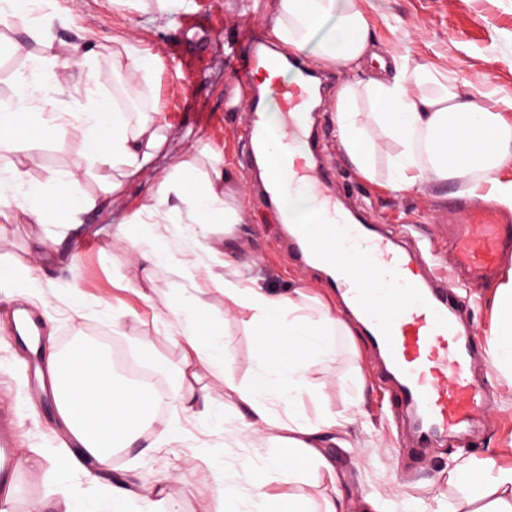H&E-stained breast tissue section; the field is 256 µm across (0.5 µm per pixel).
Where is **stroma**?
I'll list each match as a JSON object with an SVG mask.
<instances>
[{"instance_id":"35a3bbf8","label":"stroma","mask_w":512,"mask_h":512,"mask_svg":"<svg viewBox=\"0 0 512 512\" xmlns=\"http://www.w3.org/2000/svg\"><path fill=\"white\" fill-rule=\"evenodd\" d=\"M195 8L202 9L209 23L184 32L180 18ZM366 9L378 57L402 43L416 62L462 81L488 76L494 100L512 98V0H368ZM42 12L50 17L57 41L82 40L98 47L99 56L89 63L100 74L92 93L112 94V50L120 42H135L153 55L141 91L158 104L156 121L166 141L154 166L115 192L105 191L98 172L82 173L80 187L90 206L80 223L30 224L17 212L0 216V265L29 268L33 278L31 288L20 295L8 283L0 284V405L11 410L14 455L21 459L39 454L50 460L63 446L53 399L28 389L26 352L8 343L14 334L13 314L20 307L39 317L45 356L60 353L62 339L74 341L90 331L111 334L134 362L141 359V343H150L167 365L161 377L174 395L180 390L183 345L169 306L180 298L200 300L204 312L223 327L226 364L223 379L204 370L199 384L210 390L224 420L216 422L199 410L188 412L187 437L168 446L164 439L175 410L154 411L136 446L98 468L92 483L80 471L62 472L50 463L37 475L16 467L12 512H29L35 501L47 503L46 512H60L68 499L88 501L102 510L118 482L131 492L128 512H142L143 495L156 485L174 512H251L247 491L224 503L214 498L206 458L213 453L223 460L224 480L235 485L248 460L271 451L265 436H243L245 409L237 399L224 396L225 382L249 387L265 360L250 314L233 310L215 282L223 278L224 261L231 258L242 275L271 291L300 290L329 306L341 302L323 288L324 273L289 256L280 214L271 212L246 178L240 144L244 114L226 109L239 97L246 76L226 65L224 55L251 36H266L276 19L271 0H45ZM29 24V19L15 18L0 25V98L11 96L17 75L27 72L28 55L43 51L29 39ZM19 42L24 45L20 52L15 49ZM319 131L326 144L324 162L335 166L339 183L353 191L347 199L350 206L368 204L374 223L400 221L414 225L416 235L444 240L449 225L458 220L448 209V199L467 195L464 181L391 190L386 181L399 147L378 128L369 130L378 147L370 180L356 171L339 146L331 105L320 113ZM203 149L223 159L241 223L214 224L199 237L193 225L172 212L163 223L141 230L136 246H129L121 237L125 222L157 195L164 177L181 160ZM81 150L79 140L62 133L36 143L41 164L29 168L26 181L53 188ZM86 238L94 240L93 251L80 249ZM162 248L181 260V268L154 267L137 258L138 253ZM494 293L491 285L460 291L463 318L484 348L489 345ZM489 378L488 429L480 450L500 451L502 464L512 465V370L490 367ZM393 391L382 376L379 355L353 320L348 333L336 339L334 360L311 363L308 390L296 409L312 422L327 410L352 415L351 424L325 439L345 512H401L406 499L429 512H451L460 492L449 485L448 468L470 453L444 444L409 464L398 461L394 450L399 439L410 437L411 429L404 414L390 406Z\"/></svg>"}]
</instances>
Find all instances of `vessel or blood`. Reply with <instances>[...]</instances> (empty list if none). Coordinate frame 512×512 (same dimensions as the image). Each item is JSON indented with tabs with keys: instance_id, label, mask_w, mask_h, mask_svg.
<instances>
[{
	"instance_id": "obj_1",
	"label": "vessel or blood",
	"mask_w": 512,
	"mask_h": 512,
	"mask_svg": "<svg viewBox=\"0 0 512 512\" xmlns=\"http://www.w3.org/2000/svg\"><path fill=\"white\" fill-rule=\"evenodd\" d=\"M265 60L264 45L257 38L234 58L248 74ZM274 90L285 117L280 142L282 152L292 156V184L309 187L319 196L325 218L309 231L291 234L289 252L300 261L333 269L326 289L359 313L366 340L387 358L397 406L419 421L413 447L444 439L473 445L488 389L474 374V343L459 317L461 303L453 284L425 260L430 247L413 236L411 227L397 237L339 205L330 190L334 172L311 159L309 106L315 86L309 72L290 81L276 80ZM242 100L248 110L244 142L253 150L271 132L255 87H245ZM451 207L462 215L449 230L457 270L468 283L492 284L502 255L512 251V218L491 205L471 206L462 197L453 199Z\"/></svg>"
}]
</instances>
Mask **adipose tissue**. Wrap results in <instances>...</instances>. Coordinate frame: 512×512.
Returning <instances> with one entry per match:
<instances>
[{"instance_id": "adipose-tissue-1", "label": "adipose tissue", "mask_w": 512, "mask_h": 512, "mask_svg": "<svg viewBox=\"0 0 512 512\" xmlns=\"http://www.w3.org/2000/svg\"><path fill=\"white\" fill-rule=\"evenodd\" d=\"M272 8L276 23L271 37L283 47L313 46L323 64L351 70L361 69L372 54L362 0H272ZM28 35L42 45L43 53L33 57L30 76L18 80L12 96L0 100V141L20 155L13 174L22 175L37 165L34 143L59 132L81 140V168L112 173L110 190H117L122 178L150 166L164 137L153 109L138 104L140 85L151 68L149 56L136 43H122L114 54V98L95 97L92 110L84 114H60L56 104L70 97L75 83L60 69L49 25H33ZM391 62L389 75L348 83L335 96L339 145L358 173L365 178L373 175L375 145L368 129L376 125L401 147L387 181L392 189L461 179L477 197L512 209V102L490 109L485 104L491 96L486 79L457 83L448 73L419 64L403 51L392 53ZM43 80L51 82L52 98L35 97V87ZM362 97L369 101V111H359ZM175 173V178H164L151 202L142 205L141 216L182 212L202 234L212 224L241 223L239 205L226 187L222 159L203 150L181 161ZM78 186V170H72L58 179L51 193L36 183L28 184L19 197L1 190L0 207L16 209L33 224H73L89 205ZM279 201L284 222L302 230L321 209L318 197L302 187L285 190ZM220 287L234 308L251 313L266 355L267 372L249 389L224 385L225 396L237 397L247 408L242 422L246 432L275 431V451L262 457L259 466L246 469L253 512H310L305 500L271 496L267 479L290 480L312 464L320 470L324 486L318 512H344V502L336 495V469L322 448L324 434L345 421L329 412L319 422H308L295 403L307 389L310 360L335 357L333 338L346 330V323L328 308L318 320L306 317L308 297L303 293L285 296L256 281L228 277ZM170 311L188 348L183 375L205 368L221 377L220 328L206 320L198 302L181 300ZM489 335L500 346H512V269L497 287ZM48 364L58 419L77 444L76 456L64 460L68 467L79 458L109 463L139 439L161 401L150 384L116 377L89 345L79 343L64 354L50 355ZM276 402L285 406V417L274 413ZM448 482L463 493L458 512H512V467L500 466L495 455L456 463L448 471Z\"/></svg>"}]
</instances>
